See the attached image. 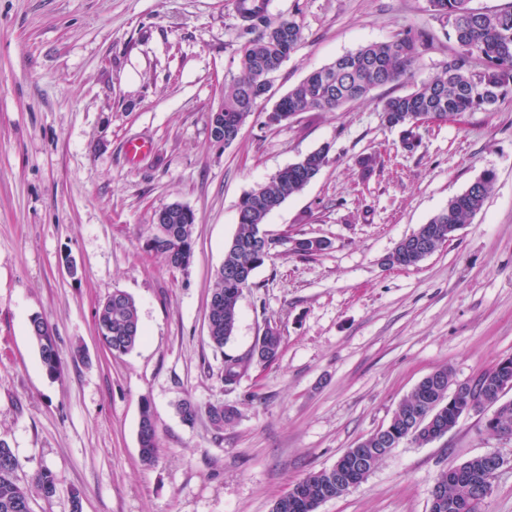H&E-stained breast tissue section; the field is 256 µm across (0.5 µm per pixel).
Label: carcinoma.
<instances>
[{
	"mask_svg": "<svg viewBox=\"0 0 512 512\" xmlns=\"http://www.w3.org/2000/svg\"><path fill=\"white\" fill-rule=\"evenodd\" d=\"M429 11L451 22L455 41L454 54L440 74L413 86L400 95L382 102V112L389 124L401 130V143L411 151L418 144L421 120H453L465 112L485 109L512 89V5L499 10H482L471 0H427ZM236 12L245 30L258 34L236 49L241 74L224 82V135H235L239 118L252 113L258 101L267 98V77L275 75L295 52L302 40V28L293 18L273 21L267 16L263 0H236ZM433 37L424 30L405 29L392 39L371 43L309 73L283 95L272 111L296 115L299 112H332L348 103L368 99L370 93L389 84L406 83L423 49ZM483 62L481 71L473 64ZM329 161V148L320 147L299 158L276 174L271 181L243 196L238 210V226L224 253V264L216 274L208 312L209 343L222 349L236 328L238 302L250 281L234 273L245 265L258 268L278 253L288 240H276L266 249L257 240L258 226L289 198L300 193ZM494 187V175L485 173L461 194L448 200V206L434 215L417 233L403 238L384 260L389 268L410 267L421 262L450 240L448 225L466 224L483 206ZM195 221L185 222L180 214H169L167 235L147 249L164 256L173 267L181 266L185 257L193 256L192 232ZM429 240L423 252H416L417 235ZM97 332L102 345L114 354H125L140 339L139 315L130 295L114 290L97 309ZM32 337L37 344L41 363L47 374H60L61 357L52 329L43 317L30 320ZM281 336L275 332L253 344L241 358L224 361V386L236 385L253 362L270 364L280 352ZM455 381L444 367L423 377L395 410L390 423L364 439L359 456H341L330 469L312 472L297 481L278 498L271 512H317L322 502L340 497L361 484L379 462L393 449L396 438L407 433L416 418L424 421L415 442L429 444L448 434L468 406L481 405L483 396L495 400L489 428L502 437H512V400H503L512 389V358L468 382L467 389L453 395ZM211 424L222 429L232 423L237 409L232 405L213 404L206 408ZM141 460L150 464L156 459L157 432L149 405H144L139 422ZM19 461L11 449L0 441V512H32L33 495L45 500L56 493L52 471H39L32 485L20 484L14 477ZM492 474L486 459L472 457L461 468L441 471L432 492L430 512H482L478 503L467 504L479 488L491 484Z\"/></svg>",
	"mask_w": 512,
	"mask_h": 512,
	"instance_id": "1",
	"label": "carcinoma"
}]
</instances>
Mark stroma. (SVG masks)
Listing matches in <instances>:
<instances>
[{
  "label": "stroma",
  "instance_id": "obj_1",
  "mask_svg": "<svg viewBox=\"0 0 512 512\" xmlns=\"http://www.w3.org/2000/svg\"><path fill=\"white\" fill-rule=\"evenodd\" d=\"M267 13L295 18L303 38L224 145L209 120L240 72L235 0H0V441L22 483L45 468L56 476V495L33 497V512H72L75 491L82 512H270L296 481L386 427L431 371L464 382L512 357V92L423 124L410 152L381 117L405 83L271 125L282 95L343 54L427 30L418 83L441 72L455 42L427 0H268ZM135 139L152 148L132 165ZM323 145L328 163L266 229L328 249L258 267L233 338L215 349L208 305L242 197ZM487 171L493 191L455 237L418 265H383ZM173 203L196 217L184 268L146 249L156 211ZM115 289L135 300L142 335L119 356L95 326ZM37 315L57 340L55 379L29 333ZM268 326L283 339L278 359L225 389V358L245 355ZM186 399L239 416L221 430L204 414L187 423ZM146 404L158 436L149 465L138 437ZM488 451L505 463L484 512H512V439L476 413L432 443H400L317 512H430L439 472Z\"/></svg>",
  "mask_w": 512,
  "mask_h": 512
}]
</instances>
